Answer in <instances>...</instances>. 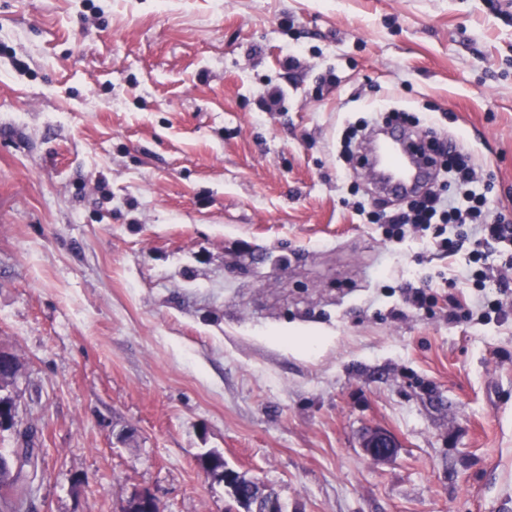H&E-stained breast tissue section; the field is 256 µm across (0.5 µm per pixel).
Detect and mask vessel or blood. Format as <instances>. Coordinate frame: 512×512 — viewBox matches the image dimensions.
I'll return each mask as SVG.
<instances>
[{
	"instance_id": "obj_1",
	"label": "vessel or blood",
	"mask_w": 512,
	"mask_h": 512,
	"mask_svg": "<svg viewBox=\"0 0 512 512\" xmlns=\"http://www.w3.org/2000/svg\"><path fill=\"white\" fill-rule=\"evenodd\" d=\"M363 162L371 166L386 193L403 197L422 190L433 176L432 167L417 159V145L411 135L396 131L381 133Z\"/></svg>"
}]
</instances>
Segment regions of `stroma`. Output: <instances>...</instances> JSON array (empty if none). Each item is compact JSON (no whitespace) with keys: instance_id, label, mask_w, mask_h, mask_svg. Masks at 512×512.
<instances>
[{"instance_id":"stroma-1","label":"stroma","mask_w":512,"mask_h":512,"mask_svg":"<svg viewBox=\"0 0 512 512\" xmlns=\"http://www.w3.org/2000/svg\"><path fill=\"white\" fill-rule=\"evenodd\" d=\"M386 107L472 138L512 214V0H0L28 512H229L209 449L286 512H512V316L485 307L512 248L385 240L399 202L344 149ZM363 448L374 460H385L394 455L397 445L390 434L373 431L365 438Z\"/></svg>"}]
</instances>
